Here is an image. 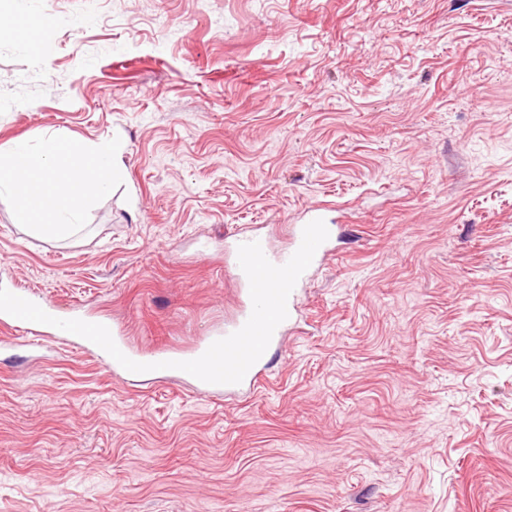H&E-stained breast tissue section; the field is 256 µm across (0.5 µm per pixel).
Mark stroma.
Here are the masks:
<instances>
[{
  "label": "stroma",
  "instance_id": "stroma-1",
  "mask_svg": "<svg viewBox=\"0 0 512 512\" xmlns=\"http://www.w3.org/2000/svg\"><path fill=\"white\" fill-rule=\"evenodd\" d=\"M19 9L50 32L0 34V147L114 138L125 173L59 242L0 195V282L185 349L236 310L225 238L322 202L356 234L253 393L0 354V512H512V0Z\"/></svg>",
  "mask_w": 512,
  "mask_h": 512
}]
</instances>
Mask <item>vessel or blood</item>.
<instances>
[{
  "instance_id": "obj_1",
  "label": "vessel or blood",
  "mask_w": 512,
  "mask_h": 512,
  "mask_svg": "<svg viewBox=\"0 0 512 512\" xmlns=\"http://www.w3.org/2000/svg\"><path fill=\"white\" fill-rule=\"evenodd\" d=\"M321 214L318 210H307L304 215V221L300 224L292 225L289 231V246L283 250L274 249L267 236L251 232L237 237L235 244L227 246L226 251L229 255L227 265L239 287L241 300L235 315L225 322L223 328L214 332L213 336H207L199 340L189 350L179 353L178 358L182 361L193 360L200 357L212 344L213 340H218L229 336L239 330L249 318L252 311V300L248 279L241 269L238 262V247L241 244L249 242H259L266 258L274 265L281 266L289 261L293 253L300 247L303 239V230L306 223L320 219ZM288 317L285 323L279 324L275 329L268 350L271 353L278 352L284 336L288 332L289 323L295 322L301 312V291L293 289L287 302ZM22 333L33 336L34 339H51L60 336V329L47 325L28 322L18 319L8 313L0 312V351L7 350L14 345L15 334ZM269 360L266 357L260 358L246 373L242 382L237 384H211L203 381H196L195 386L198 390L206 393H238L246 389L257 387L262 376L268 369Z\"/></svg>"
}]
</instances>
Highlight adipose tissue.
<instances>
[{
    "instance_id": "obj_1",
    "label": "adipose tissue",
    "mask_w": 512,
    "mask_h": 512,
    "mask_svg": "<svg viewBox=\"0 0 512 512\" xmlns=\"http://www.w3.org/2000/svg\"><path fill=\"white\" fill-rule=\"evenodd\" d=\"M123 151L116 140L15 139L0 151V193L13 198L20 224L45 241L63 240L80 226L93 198L121 176Z\"/></svg>"
}]
</instances>
